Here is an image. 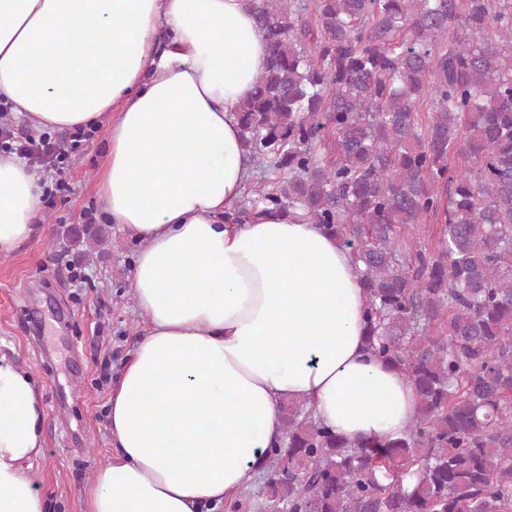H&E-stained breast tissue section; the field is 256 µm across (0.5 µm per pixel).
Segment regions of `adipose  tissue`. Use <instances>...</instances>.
I'll list each match as a JSON object with an SVG mask.
<instances>
[{
  "instance_id": "obj_1",
  "label": "adipose tissue",
  "mask_w": 512,
  "mask_h": 512,
  "mask_svg": "<svg viewBox=\"0 0 512 512\" xmlns=\"http://www.w3.org/2000/svg\"><path fill=\"white\" fill-rule=\"evenodd\" d=\"M270 53L249 0H0V94L36 129L105 128L96 192L143 244L145 328L112 384L116 451L89 512L234 498L281 437L286 399L352 442L417 413L412 380L366 348L350 250L280 211L231 219L252 172L239 107ZM40 198L37 175L0 154V257L30 237ZM44 419L33 375L0 356V512L45 510L29 473Z\"/></svg>"
}]
</instances>
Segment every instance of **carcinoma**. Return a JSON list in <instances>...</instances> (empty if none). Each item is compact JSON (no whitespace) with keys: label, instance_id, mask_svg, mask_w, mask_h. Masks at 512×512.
<instances>
[{"label":"carcinoma","instance_id":"cac0c4a2","mask_svg":"<svg viewBox=\"0 0 512 512\" xmlns=\"http://www.w3.org/2000/svg\"><path fill=\"white\" fill-rule=\"evenodd\" d=\"M252 6L271 54L238 119L273 176L234 219L299 215L351 250L368 349L420 406L400 435L351 443L284 402L262 486L229 512H512V0ZM428 217L436 246L405 241ZM63 234L86 260L109 241Z\"/></svg>","mask_w":512,"mask_h":512}]
</instances>
